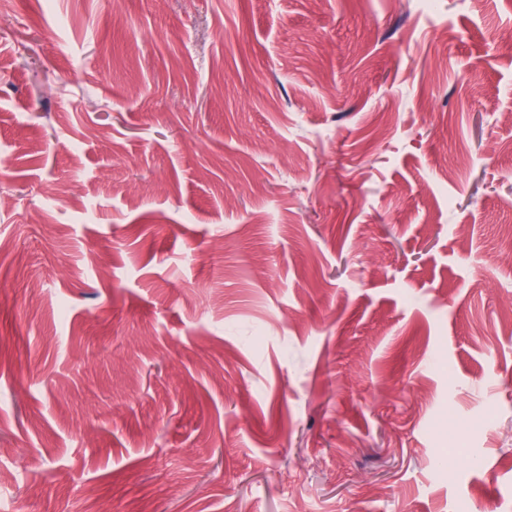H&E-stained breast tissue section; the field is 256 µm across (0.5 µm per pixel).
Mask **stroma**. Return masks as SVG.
<instances>
[{
  "instance_id": "35a3bbf8",
  "label": "stroma",
  "mask_w": 512,
  "mask_h": 512,
  "mask_svg": "<svg viewBox=\"0 0 512 512\" xmlns=\"http://www.w3.org/2000/svg\"><path fill=\"white\" fill-rule=\"evenodd\" d=\"M2 15L0 512H512V0Z\"/></svg>"
}]
</instances>
